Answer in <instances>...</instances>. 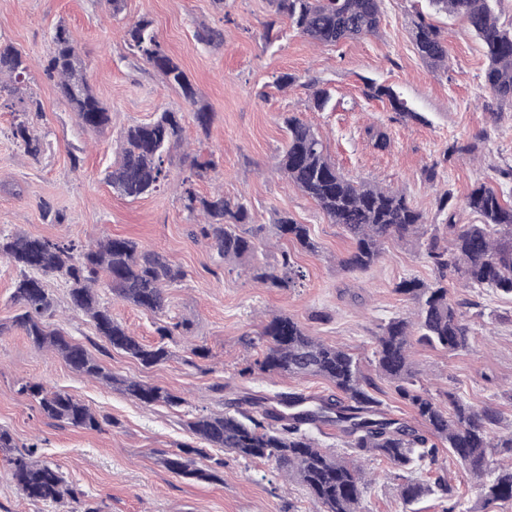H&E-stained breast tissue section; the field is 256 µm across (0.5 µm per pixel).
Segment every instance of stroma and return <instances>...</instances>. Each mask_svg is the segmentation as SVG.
<instances>
[{"mask_svg": "<svg viewBox=\"0 0 512 512\" xmlns=\"http://www.w3.org/2000/svg\"><path fill=\"white\" fill-rule=\"evenodd\" d=\"M424 6V0H383L378 33L336 47L312 43L289 20L275 18L269 0H123L116 15L102 0H0V40L31 62L22 93L41 102L43 115L36 123L44 134L42 154L29 158L11 136L22 113L0 108V232L79 245L121 236L166 255L185 273L181 283L169 288L166 311L151 313L113 297L112 315L147 344L158 343L157 329L170 319L187 321L190 339L209 351L208 358L194 359L177 346L166 363L151 368L103 353L92 321L72 309L65 279L46 278L55 327L98 355L112 374L184 399L178 407L142 405L116 387L78 374L52 352L33 347L13 327L19 306L12 293L19 272L0 259V324L6 327L0 335V426L11 430L17 445L37 444L38 455L59 467L100 512H316L304 488L285 479L274 463L213 448L208 457L223 459L224 466L220 482L206 483L173 474L164 459L179 446L195 444L184 427L187 418L222 410L227 399L247 392L334 394V387L320 378L240 377V370L257 358L252 341L272 316H292L312 336L347 347L371 374L380 325L415 310L395 293V284L405 278L436 279L415 241L386 243L380 260L366 272L341 268L349 238L275 169L287 140L284 113H295L312 126L348 178L403 191L431 221L445 189L463 199L497 169L512 165V108L488 109L492 98L482 85L487 59L481 42L458 19L436 17L448 38L449 61L447 71H434L419 58L410 37L415 12ZM142 16L152 20L169 54L211 107L209 131L195 125L179 92L129 50L125 26ZM61 23L80 45L90 83L111 112L106 131L83 129L42 71L40 62ZM269 26L276 37L268 42L263 34ZM203 27L220 29L223 40L199 43L196 33ZM282 74L294 76V84L279 88L275 79ZM369 81L393 88L417 119L399 120L388 101L367 99L363 88ZM316 86L331 95L322 111L311 100ZM166 109L185 115V142L170 157L168 185L143 199L121 198L106 183L105 172L118 155L123 131ZM374 125L387 127V150L368 140L366 130ZM454 145L458 153L448 154ZM195 157L215 161L213 169L194 179L196 193L244 198L253 224L263 229L256 261L276 268L282 251H290L303 280L291 288H269L249 278L246 264L225 267L202 238L197 216L182 204L180 183ZM431 168L437 171L432 182L426 176ZM281 211L309 225L316 252L277 238L274 224ZM450 296L461 302L473 329L471 345L459 353L416 347L418 376L432 395L453 391L472 405L498 406L504 424L512 425V298L474 288H454ZM25 382L68 392L108 415L110 422L102 430L86 431L48 419L20 394ZM363 466L374 476L364 495L367 512H403L397 470L373 458ZM439 477L457 488V496L449 500L433 488L413 503V512L448 507L454 512H512V501L482 507L477 487L454 459L421 474L432 487ZM75 508L69 500L22 498L0 453V512Z\"/></svg>", "mask_w": 512, "mask_h": 512, "instance_id": "1", "label": "stroma"}]
</instances>
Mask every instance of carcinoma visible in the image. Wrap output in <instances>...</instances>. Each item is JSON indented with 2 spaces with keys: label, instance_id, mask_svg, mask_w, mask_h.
I'll return each instance as SVG.
<instances>
[{
  "label": "carcinoma",
  "instance_id": "cac0c4a2",
  "mask_svg": "<svg viewBox=\"0 0 512 512\" xmlns=\"http://www.w3.org/2000/svg\"><path fill=\"white\" fill-rule=\"evenodd\" d=\"M274 13L289 19L311 42L336 46L372 36L379 29L383 0H270ZM437 13L455 15L482 41L488 60L484 87L498 104L512 106V27L499 24L494 0H428ZM132 52L159 71L169 86L178 90L193 108L197 127L206 132L213 112L199 103L198 92L180 64L158 40L153 21L146 17L128 24L125 31ZM412 43L433 69L448 68V39L441 29L422 14L413 20ZM22 54L10 43L0 41V93L15 95L27 73ZM44 72L52 80L82 128L104 131L110 124L109 109L98 99L88 80L85 61L69 29L58 25L51 37V49ZM369 99L386 96L402 120L415 119L404 102L388 88L368 84ZM287 142L277 170L311 199L332 224L342 227L351 248L341 260L349 272H366L380 259L389 240L407 241L427 237L425 256L438 273L432 283L415 278L402 279L394 291L417 305L412 318L398 316L380 326L374 351L375 367L409 407L426 433L407 423L386 417L382 401L370 390L376 388L348 349L329 345L312 336L298 320L275 315L259 333L261 357L240 371L243 377L258 372L297 378L319 377L336 389V394L312 401L301 393L278 396L281 411L265 407V398L250 393L225 401L227 410L189 418L185 427L196 439L212 448H222L244 459L275 462L277 468L296 479L307 491L319 512H363L361 504L369 481L352 458L330 454L319 448L306 427L334 423L352 457H375L406 474L401 498L409 504L426 487L412 477L415 472L438 462L440 448L448 452L479 482L484 504L512 501V462L497 458L502 452L512 459V430L499 431L503 413L493 405L473 406L452 392L443 402L419 385L411 360L414 344L447 353L465 351L472 330L465 323L460 304L451 300L445 281L448 272L466 288H487L512 296V203L486 183L474 186L459 203L447 190L439 198L438 224H427L423 213L404 193L346 177L325 151L312 127L294 115L284 118ZM183 115L164 110L156 119L131 126L123 134L119 160L106 175L119 195L132 200L160 190L168 180L165 166L171 151L183 140ZM366 134L373 146L385 150L390 135L383 126H371ZM11 135L24 154L36 159L42 153L44 136L27 120L13 124ZM183 207L204 216L201 235L224 259L233 262L254 255V237L239 230L251 223L248 204L241 198L217 194L197 195L184 189ZM480 218L478 224H459L458 209ZM279 237L297 248L314 252L317 244L310 228L288 214L278 218ZM0 257L19 271L13 300L20 313L12 326L23 330L34 347L49 348L77 373L108 384H119L131 397L146 406H179L183 398L157 385L132 379H118L81 343L44 321L53 299L44 285L51 276L63 277L69 286L74 309L90 317L97 335L117 353L144 367H153L172 356L170 344L189 332L186 321L158 327L160 341L146 345L112 317L108 300L100 292L105 286L115 297L152 313L166 308V291L180 283L184 271L166 256L139 249L129 238L107 237L89 248L24 233L0 234ZM282 274L265 265H251V278L269 288H289L304 277L291 255L281 254ZM38 404L46 417L74 428L99 431L110 423L107 416L92 410L71 394L49 390L43 384L26 382L19 388ZM0 448L9 451L7 462L21 496L31 501L76 502L84 493L69 483L59 468L36 456L37 446L23 450L11 432L0 427ZM204 455L201 448L184 446L165 459L172 473L190 479L217 481L216 467L194 466L192 456Z\"/></svg>",
  "mask_w": 512,
  "mask_h": 512
}]
</instances>
